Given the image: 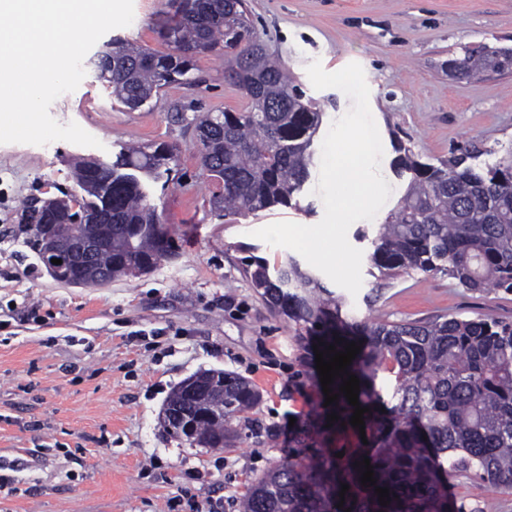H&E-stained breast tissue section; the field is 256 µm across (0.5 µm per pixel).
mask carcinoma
Returning <instances> with one entry per match:
<instances>
[{"label":"carcinoma","instance_id":"1","mask_svg":"<svg viewBox=\"0 0 512 512\" xmlns=\"http://www.w3.org/2000/svg\"><path fill=\"white\" fill-rule=\"evenodd\" d=\"M171 51L158 54L122 39L92 59L99 78L124 106L135 109L185 77L198 54L224 44L227 77L250 101L242 112H205L194 119L198 156L216 185L210 199L220 216L292 206L310 177L314 138L321 113L281 65L252 36L246 0H176L170 24L161 31ZM457 75L512 70V49L467 48ZM468 152L438 165L403 149L392 161L397 176L410 174L408 189L370 239L369 265L393 279L402 272L443 273L464 288L512 292V145L485 167L468 163ZM174 148L161 143L134 147L112 163L80 160L75 178L84 192L78 209L72 196L57 207L31 209V247L43 257L37 222L73 224L79 233L110 224L100 240L95 269L126 277L132 266L155 269L170 258L173 239L161 222L144 180L169 176ZM246 270L252 286L278 315L306 335L360 352L347 374L330 385L339 419L354 412L343 380L359 378L360 406L371 446L351 448L345 458L300 455L254 478L242 495L241 512H466L448 503L447 476L461 472L512 489V323L493 317L433 321H358L343 317V301L311 269L288 256L269 267L255 259ZM341 342H335V339ZM381 372L389 385L377 384ZM224 399L212 402L211 416L197 421L193 439L176 427L169 436L204 448H226L238 437L233 418L252 409L259 394L239 375L225 370ZM383 406L385 413L375 411ZM370 459L376 486L361 484ZM349 485L339 497L341 485ZM389 489L380 505L375 487ZM343 507H338V504Z\"/></svg>","mask_w":512,"mask_h":512}]
</instances>
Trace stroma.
Here are the masks:
<instances>
[{
  "instance_id": "1",
  "label": "stroma",
  "mask_w": 512,
  "mask_h": 512,
  "mask_svg": "<svg viewBox=\"0 0 512 512\" xmlns=\"http://www.w3.org/2000/svg\"><path fill=\"white\" fill-rule=\"evenodd\" d=\"M253 34L288 69L322 114L320 134L352 101L335 88L314 89L313 60L335 72L359 63L384 154L380 172L392 193L374 220L348 230L368 251L361 231L374 232L396 207L408 180L391 162L398 147L439 163L469 151L512 143V71L456 79L448 62L478 45L512 48V0H248ZM169 0H134L130 26L113 38L163 53L159 32ZM78 88L49 112L77 123L99 147L66 141L44 146L0 144V462L14 463L0 489V512H193L220 499L224 512L247 480L288 454L307 456L354 447L357 435L329 428L301 436L300 423L323 410L310 347L299 328L275 315L253 288L245 260L269 265L287 250L253 237L255 229L290 221L315 224L324 215L313 190L320 166L292 207L216 216L214 185L202 170L190 120L197 112H240L248 101L226 78L224 53L197 56L186 83L163 88L137 109L112 95L93 64ZM175 148L167 187L148 189L175 239L174 256L155 270L102 288L66 286L45 271L27 245L21 203L79 194L73 165L83 158L115 161L130 144ZM357 296L345 311L358 319L431 320L490 316L512 322V293L471 291L443 274L412 271L394 279L362 268ZM207 369L233 371L251 382L260 403L242 414L231 447H189L167 438L162 406L186 377ZM449 498L467 512H512V493L462 473Z\"/></svg>"
}]
</instances>
